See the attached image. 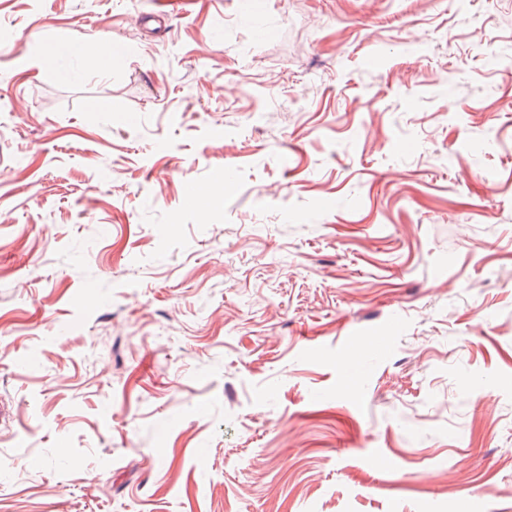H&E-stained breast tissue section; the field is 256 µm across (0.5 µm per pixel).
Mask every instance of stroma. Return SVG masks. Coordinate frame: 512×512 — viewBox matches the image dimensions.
Returning <instances> with one entry per match:
<instances>
[{
  "instance_id": "stroma-1",
  "label": "stroma",
  "mask_w": 512,
  "mask_h": 512,
  "mask_svg": "<svg viewBox=\"0 0 512 512\" xmlns=\"http://www.w3.org/2000/svg\"><path fill=\"white\" fill-rule=\"evenodd\" d=\"M511 64L512 0H0V512H512ZM119 45L112 41L89 42V43H49L44 47L41 62L55 61L61 55L78 57L86 65L96 66L102 59L109 62L118 59L121 55Z\"/></svg>"
}]
</instances>
